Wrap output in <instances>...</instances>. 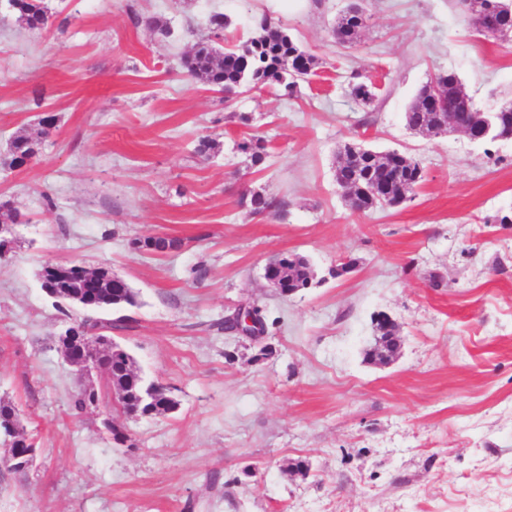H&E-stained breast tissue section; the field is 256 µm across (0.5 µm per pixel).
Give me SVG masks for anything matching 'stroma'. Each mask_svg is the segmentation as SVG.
Here are the masks:
<instances>
[{"label":"stroma","instance_id":"1","mask_svg":"<svg viewBox=\"0 0 512 512\" xmlns=\"http://www.w3.org/2000/svg\"><path fill=\"white\" fill-rule=\"evenodd\" d=\"M351 2L44 0L41 31L0 2V198L18 217L0 264V400L40 450L27 475L0 471V512H512V140L404 119L448 71L485 110L512 102V39L472 32L453 0H363L342 46L332 27ZM215 12L227 42L266 13L317 58L295 96L228 102L182 73ZM357 74L375 88L366 108ZM40 129L39 154L11 167V137ZM245 134L268 141L261 169L236 149ZM204 136L216 147L201 156ZM347 141L417 158L413 199L352 212L334 177ZM245 191L284 207L250 215ZM150 236L180 246L132 248ZM289 254L315 279L285 298L263 273ZM68 261L136 292L112 337L178 403L119 416L126 446L102 433L109 401L70 410L83 382L39 281ZM242 303L260 308V339L217 329ZM379 313L402 336L387 366L365 358Z\"/></svg>","mask_w":512,"mask_h":512}]
</instances>
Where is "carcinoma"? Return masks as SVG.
Wrapping results in <instances>:
<instances>
[{"label":"carcinoma","instance_id":"cac0c4a2","mask_svg":"<svg viewBox=\"0 0 512 512\" xmlns=\"http://www.w3.org/2000/svg\"><path fill=\"white\" fill-rule=\"evenodd\" d=\"M18 7L14 12L19 14L26 26L31 30H41L48 26V8L43 0H17ZM504 7L503 21L512 23V0H478L473 11L482 12L486 7ZM364 24V9L361 4L351 5L349 12L342 16L332 28L336 42L343 45L357 41L360 29ZM229 25L222 13H214L207 20V35L198 40L192 51L180 62L181 69L188 77L209 87L213 91L222 92L226 98H232L240 89L258 87H279L289 96L293 95L299 82L308 78L316 67V57L302 50L288 35L285 29L271 17L262 15L257 18L255 27L258 34L250 38L239 48L228 47L224 50L216 48V44L224 40V29ZM445 91L463 92L459 77L453 72H443L434 78ZM350 95L360 105L367 107L375 99V94L365 82L351 84ZM430 86L420 88L409 106L406 124L430 134L436 133L447 121V116L437 107L427 103ZM492 131L484 138L494 137V133L512 128V111L488 113ZM41 141L27 135L17 134L11 138L10 150L26 159L37 156ZM237 149L246 155L251 166L259 167L268 154L267 141L262 137L250 135L237 143ZM341 161L335 170L337 186L347 198L348 206L354 212L366 213L374 209H385L404 203L408 194L416 192L423 181V170L419 161L398 151L377 152L370 149L353 150L350 144H344L340 152ZM362 180L368 185L383 186L387 196L377 198L355 190V181ZM240 204L249 208L252 214H263L279 208L280 202L275 198L253 192L241 198ZM134 248L150 252L165 253L175 248L178 241L163 237H147L132 242ZM276 272L283 273L282 282L285 288H295L305 277V266L301 259L289 261L284 256L272 261ZM57 300L74 304L84 289L76 287L70 281H58L55 284ZM95 309H114L123 305L136 304V295L125 281L107 283L96 289L93 294ZM81 334L86 339L98 344L95 356L100 362L101 373L104 375L107 393H121L123 399L111 403V411L116 415H153L169 412L174 405H167L162 398L150 404L144 394L151 388L140 373L134 368L133 358L117 344L112 337L101 334V331L112 328V321L84 318L78 323Z\"/></svg>","mask_w":512,"mask_h":512}]
</instances>
